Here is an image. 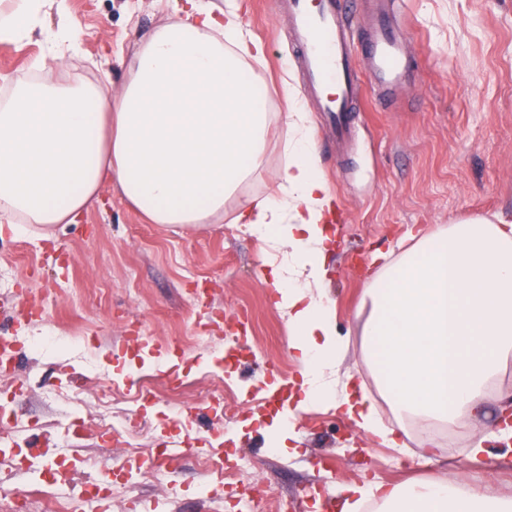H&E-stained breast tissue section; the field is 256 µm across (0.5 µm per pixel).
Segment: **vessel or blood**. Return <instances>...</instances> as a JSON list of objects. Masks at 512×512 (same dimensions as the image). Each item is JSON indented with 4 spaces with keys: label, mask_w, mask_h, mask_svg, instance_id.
Instances as JSON below:
<instances>
[{
    "label": "vessel or blood",
    "mask_w": 512,
    "mask_h": 512,
    "mask_svg": "<svg viewBox=\"0 0 512 512\" xmlns=\"http://www.w3.org/2000/svg\"><path fill=\"white\" fill-rule=\"evenodd\" d=\"M351 0H288V19L301 50L307 90L318 111L327 113L337 134L349 128V114L369 74L380 88L400 91L405 83L406 48L391 8H381L362 40H355L347 6ZM363 55L356 68L355 55Z\"/></svg>",
    "instance_id": "vessel-or-blood-1"
}]
</instances>
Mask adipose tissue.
<instances>
[{
  "label": "adipose tissue",
  "mask_w": 512,
  "mask_h": 512,
  "mask_svg": "<svg viewBox=\"0 0 512 512\" xmlns=\"http://www.w3.org/2000/svg\"><path fill=\"white\" fill-rule=\"evenodd\" d=\"M62 0H11L0 44L12 45ZM175 17L128 61L121 94L63 82L69 27L51 33L46 76L0 103V236L20 224H76L103 184L153 224H210L264 160L270 114L254 63L264 45L235 11L180 0ZM304 113L285 133L279 195L239 201L235 221L268 247L265 262L301 366L289 414L324 404L379 442L398 445L377 401L347 374L346 343L321 288L335 199L323 181ZM361 336L379 388L398 416L453 426L475 412L512 363V221L474 218L420 237L366 289ZM379 512H512V499L445 482L349 486L343 512L364 498Z\"/></svg>",
  "instance_id": "adipose-tissue-1"
}]
</instances>
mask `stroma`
<instances>
[{"mask_svg":"<svg viewBox=\"0 0 512 512\" xmlns=\"http://www.w3.org/2000/svg\"><path fill=\"white\" fill-rule=\"evenodd\" d=\"M229 1L266 46L254 72L272 114L265 161L239 197L279 194L289 114L304 112L320 172L336 198L324 288L348 343L342 367L377 393L358 311L385 257L408 250L412 230L433 232L476 215L512 220V0H407L409 83L388 101L363 79L361 110L344 141L323 129L304 92L285 0ZM171 16V0H64L61 13H49L27 38L0 46V73L31 78L49 51L46 31L64 22L78 32L65 80L113 97L127 79L122 59ZM238 199L225 203L223 220L214 224H150L106 185L81 223L28 224L0 238V335L50 339L46 348L24 351L12 374H0V390L25 385L6 408L22 429L0 442V493L37 487L39 471L14 465L35 441L50 444L42 465L68 470L70 483L59 488L65 495L124 458L130 446L150 449L165 439L185 454L165 483L139 475L136 499L155 503L158 512H206L194 447L197 435L217 422H201L198 410L220 391L230 423L224 445L254 463L253 493L266 512H277L280 500L293 512H311L323 487L373 482H462L512 498V463L474 466L466 459L498 418L503 393L512 392V365L481 414L461 427L430 434L400 423L383 401L381 423L403 428L398 447L387 448L312 406L295 422L297 455L272 448L281 430L264 398L273 382L296 378L300 366L290 356L287 319L273 304L264 245L234 222ZM232 342L243 359L228 367L221 356ZM93 364L103 375L90 373ZM141 378L183 387L171 405L143 406L134 387ZM170 411L182 426L158 428ZM105 416L125 425L119 440L106 434ZM171 484L180 489L174 507L166 501Z\"/></svg>","mask_w":512,"mask_h":512,"instance_id":"35a3bbf8","label":"stroma"}]
</instances>
